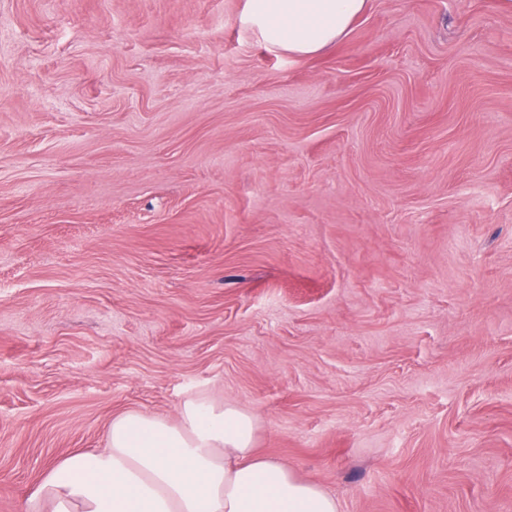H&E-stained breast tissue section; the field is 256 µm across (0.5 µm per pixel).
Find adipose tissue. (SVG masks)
I'll use <instances>...</instances> for the list:
<instances>
[{
  "mask_svg": "<svg viewBox=\"0 0 512 512\" xmlns=\"http://www.w3.org/2000/svg\"><path fill=\"white\" fill-rule=\"evenodd\" d=\"M366 0H246L243 24L266 48L308 56L333 46ZM246 411L185 398L177 422L127 411L106 447L53 464L22 512H338L336 499L253 446Z\"/></svg>",
  "mask_w": 512,
  "mask_h": 512,
  "instance_id": "ef3b65f1",
  "label": "adipose tissue"
}]
</instances>
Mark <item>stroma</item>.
<instances>
[{"label": "stroma", "mask_w": 512, "mask_h": 512, "mask_svg": "<svg viewBox=\"0 0 512 512\" xmlns=\"http://www.w3.org/2000/svg\"><path fill=\"white\" fill-rule=\"evenodd\" d=\"M0 0V512L190 395L338 512H512V11ZM367 0H246L243 24L269 50L309 56L333 46Z\"/></svg>", "instance_id": "1"}]
</instances>
